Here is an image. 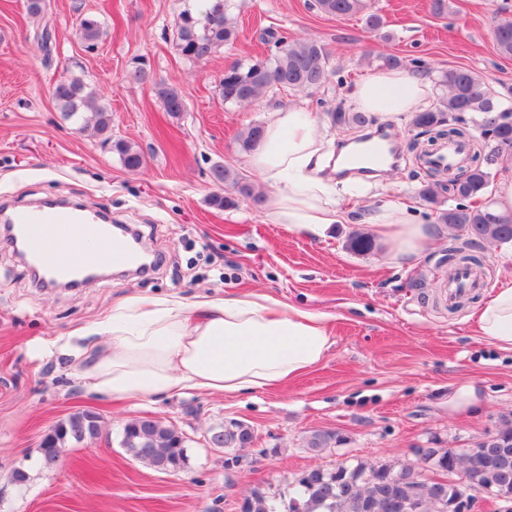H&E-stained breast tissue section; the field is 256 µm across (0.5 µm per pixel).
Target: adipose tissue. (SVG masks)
Wrapping results in <instances>:
<instances>
[{
    "label": "adipose tissue",
    "mask_w": 512,
    "mask_h": 512,
    "mask_svg": "<svg viewBox=\"0 0 512 512\" xmlns=\"http://www.w3.org/2000/svg\"><path fill=\"white\" fill-rule=\"evenodd\" d=\"M429 82L403 69L369 72L350 92L354 108L398 126L429 107ZM322 118L303 107L275 111L248 162L269 189L266 207L276 224L306 237H327L346 212L332 183L316 174ZM373 239L395 263L434 251L444 229L390 202L373 215ZM479 336L512 351V273L498 281L476 311ZM82 335L103 337L83 373L95 393L115 400H152L185 390L237 396L282 387L324 360L333 346L329 317L251 292L186 302L175 294L124 298Z\"/></svg>",
    "instance_id": "obj_1"
}]
</instances>
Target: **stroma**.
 I'll return each mask as SVG.
<instances>
[{
	"instance_id": "stroma-1",
	"label": "stroma",
	"mask_w": 512,
	"mask_h": 512,
	"mask_svg": "<svg viewBox=\"0 0 512 512\" xmlns=\"http://www.w3.org/2000/svg\"><path fill=\"white\" fill-rule=\"evenodd\" d=\"M367 4L384 16L382 33L368 31L359 15L323 14L314 0H229L236 38L195 62L181 55L174 23L183 10L204 12L205 0H46L37 16L27 0H0V201L64 199L99 210L129 225L159 258L145 275L45 288L0 239V512H239L255 490L288 500L294 481L312 468L413 463L416 449L471 448L512 420V352L477 336L469 319L512 247L480 249L485 287L455 311L446 299L448 268L439 262L447 238L435 253L406 264L390 262L380 246L365 254L347 247L380 205L398 197L412 199L419 218L432 222L418 198L422 182L411 176L419 163L410 143L428 141L414 135L410 122L392 130L402 152L398 165L367 180L348 222L327 239L295 235L246 202L227 210L210 203L214 164L260 184L238 138L248 125L265 123L272 109L300 105L319 113L334 144L358 138V131L334 125L330 113L349 103L354 82L378 54L398 56L433 84L438 98L439 77L451 68L475 71L497 89L512 86V57L498 54L493 37L495 19L512 16V0H448L441 16L432 13L431 0ZM82 14L102 26L92 53L79 33ZM46 27L55 41L49 64L38 39ZM274 34L323 44L328 81L314 90L274 88L245 107L224 102L225 67L270 54ZM140 60L150 78L137 83L127 73ZM63 76L83 79L111 109L112 137L140 150L139 170L126 169L94 129L64 117L50 95ZM159 82L181 89L185 112H165ZM251 290L330 314L335 344L328 356L287 386L262 393L190 391L116 402L89 391L82 373L98 340L74 331L114 301L176 293L191 302ZM464 387L474 388L478 409L450 408ZM83 410L99 416V435L67 444L57 467L44 469L43 437ZM144 416L185 436L187 468L161 472L122 448L125 425ZM233 423L247 425L253 443L210 447L213 429ZM319 430L336 439L317 453L307 440ZM19 468L28 474L22 484L13 480Z\"/></svg>"
}]
</instances>
